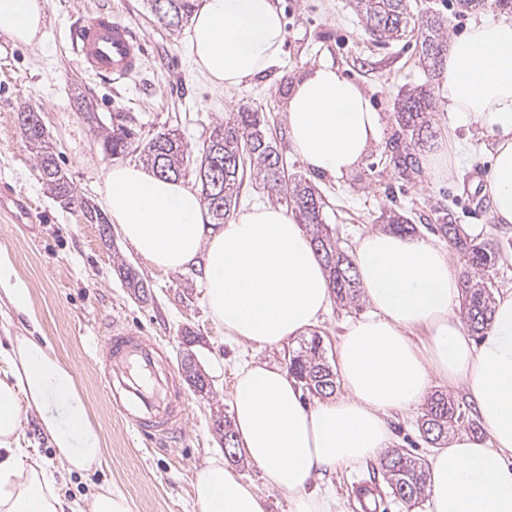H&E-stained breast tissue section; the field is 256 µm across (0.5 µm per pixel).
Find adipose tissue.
Returning a JSON list of instances; mask_svg holds the SVG:
<instances>
[{
    "instance_id": "adipose-tissue-1",
    "label": "adipose tissue",
    "mask_w": 512,
    "mask_h": 512,
    "mask_svg": "<svg viewBox=\"0 0 512 512\" xmlns=\"http://www.w3.org/2000/svg\"><path fill=\"white\" fill-rule=\"evenodd\" d=\"M46 0H0V36L34 43ZM285 29L277 0H199L189 47L195 69L233 89L280 61ZM441 96L452 123L490 135L495 156L485 191L497 223L512 224V16L485 18L451 41ZM288 137L310 170L341 178L365 159L381 132L366 93L338 69L319 65L295 80ZM103 204L122 238L153 266L179 271L204 258L205 298L224 339L255 350L280 347L316 325L332 305L327 272L303 226L262 205L227 223L209 221L201 195L142 166L102 173ZM369 312L336 345L340 395L307 405L286 369L241 362L230 393L238 446L288 512H335L319 485L328 473L378 459L393 445L388 419L419 406L436 384L461 391L486 440L452 437L430 461L428 512H512V290L472 338L459 315L462 286L446 248L430 237L378 229L352 255ZM0 371V512H65L51 473L18 448L35 411L71 472L97 470L100 426L73 368L28 336L16 337ZM199 512H266L255 488L209 459L193 481Z\"/></svg>"
}]
</instances>
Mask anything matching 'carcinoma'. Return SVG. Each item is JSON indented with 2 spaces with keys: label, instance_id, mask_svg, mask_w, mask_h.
Here are the masks:
<instances>
[{
  "label": "carcinoma",
  "instance_id": "carcinoma-1",
  "mask_svg": "<svg viewBox=\"0 0 512 512\" xmlns=\"http://www.w3.org/2000/svg\"><path fill=\"white\" fill-rule=\"evenodd\" d=\"M365 32L375 31L382 41L395 40L413 26L420 41V63L424 73L434 75L443 66L448 47V30L444 21L431 12L413 19L410 0H355ZM194 11V0H166L157 22L171 30L182 27ZM435 102L430 90L422 85L402 95L397 101L395 121L399 132L390 142V163L400 177L409 179L419 173V157L411 141L432 137L430 114ZM25 141L34 156L39 179L57 197L74 200L69 178L58 165L53 144L44 127L34 123L21 127ZM105 153L113 158L122 156L132 147L135 132L126 124V115H112V126H98ZM153 171L165 178L179 180L186 175L187 148L175 134L161 132L150 139L140 151ZM195 168L201 186V196L213 223L222 224L230 217L247 179L261 183L276 199L293 205L300 223L311 237L315 251L323 262L336 299L357 301L359 286L350 256L340 248L338 238L325 223L323 196L305 180L289 179L282 156L267 135L264 120L257 112L238 111L210 132L199 151ZM215 171L221 177L219 189H214L208 174ZM457 250L463 263V308L471 331L484 332L491 320L493 292L489 277L495 266L497 248L489 242L461 234L457 224L436 227ZM288 373L312 395L327 397L336 390L334 374L323 357L322 340L313 336L289 357ZM466 428L476 433L479 426L466 415L460 405L448 396L436 393L429 399L421 416L419 430L426 440L437 444L448 433ZM381 471L387 489L396 498L408 503L425 494L426 467L422 459L403 450H393L381 459Z\"/></svg>",
  "mask_w": 512,
  "mask_h": 512
}]
</instances>
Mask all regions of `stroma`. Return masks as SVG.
<instances>
[{
	"instance_id": "35a3bbf8",
	"label": "stroma",
	"mask_w": 512,
	"mask_h": 512,
	"mask_svg": "<svg viewBox=\"0 0 512 512\" xmlns=\"http://www.w3.org/2000/svg\"><path fill=\"white\" fill-rule=\"evenodd\" d=\"M416 3L438 13L453 37L479 16L503 14L497 0H482L463 13L456 0ZM279 6L286 31L280 67L231 90L214 87L194 71L187 30L165 29L147 9L146 0H47L40 42L14 44L0 52V185L12 193L0 203V259L10 264L12 283L29 288L31 294L25 312L0 300V351L10 350L15 337L32 336L69 363L106 441L101 470L89 475L67 472L41 432L35 412L27 413L20 445L53 473L65 501L88 504L98 487L109 485L127 495L132 512H198L192 483L197 468L225 453L214 422L231 413L236 365L254 357L284 366L300 347L295 340L257 352L225 342L223 329L209 316L200 265L178 272L153 267L124 242L116 224L104 227L86 219L79 202L100 206L102 171L116 163L137 165L141 159L134 150L116 160L106 157L97 130L78 107L80 96L91 100L102 119L125 113L140 141L176 131L194 156L215 123L242 108L262 112L289 174L309 180L324 196L326 222L344 250H353L358 237L386 226L393 210L417 224L423 237L447 220L462 225L469 235L498 243L490 278L495 291L512 289V224L494 221L483 191L492 163V138L470 125L450 126L445 103L438 98L433 136L417 152L425 154L440 139L454 135L462 149L450 162V174L436 177L424 169L407 181L389 164L388 147L397 131L395 100L425 83L432 94L438 97L440 92L439 79H426L419 65L416 33L406 32L382 45L372 43L353 0H279ZM101 8L134 30L145 54L140 73L115 87L84 71L67 45L72 17ZM321 64L337 67L356 82L381 114L379 142L347 177L312 172L288 139L285 103L291 86L300 72ZM23 102L39 107L77 203L60 200L38 179L17 120ZM18 199L29 207L19 222L13 217ZM122 263L146 283L145 296H135L127 287L118 271ZM113 319L164 345L173 363L193 354L208 376L209 395L187 385L182 388L187 437L177 447L145 441L123 426L113 411L97 369L100 330ZM379 475L375 460L332 474L340 512H364L356 488Z\"/></svg>"
}]
</instances>
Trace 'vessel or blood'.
<instances>
[{
	"label": "vessel or blood",
	"instance_id": "1",
	"mask_svg": "<svg viewBox=\"0 0 512 512\" xmlns=\"http://www.w3.org/2000/svg\"><path fill=\"white\" fill-rule=\"evenodd\" d=\"M69 43L88 72L111 83L133 77L143 66L134 31L105 9L71 28ZM98 362L113 410L135 434L170 445L185 436V399L164 346L138 329L108 322Z\"/></svg>",
	"mask_w": 512,
	"mask_h": 512
}]
</instances>
